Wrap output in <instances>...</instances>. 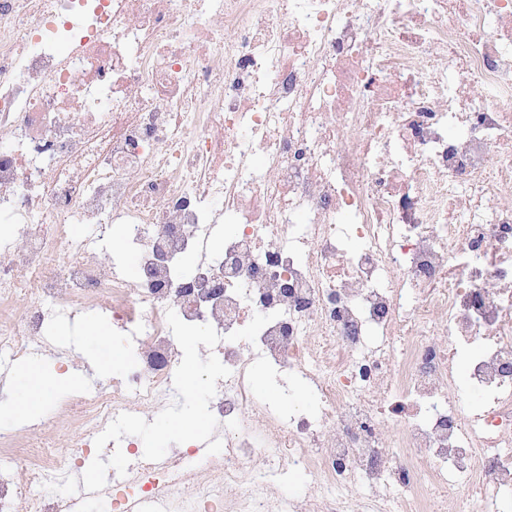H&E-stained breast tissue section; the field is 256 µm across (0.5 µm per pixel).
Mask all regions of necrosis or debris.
I'll return each instance as SVG.
<instances>
[{
    "label": "necrosis or debris",
    "instance_id": "necrosis-or-debris-1",
    "mask_svg": "<svg viewBox=\"0 0 512 512\" xmlns=\"http://www.w3.org/2000/svg\"><path fill=\"white\" fill-rule=\"evenodd\" d=\"M0 224V352L100 308L136 360L52 403L68 461L0 431V512H71L187 326L221 448L110 512H512V0H0ZM103 473L100 462L91 461L77 474L75 479L76 495L73 496L77 508L83 505L85 498L92 496V489L98 484Z\"/></svg>",
    "mask_w": 512,
    "mask_h": 512
}]
</instances>
